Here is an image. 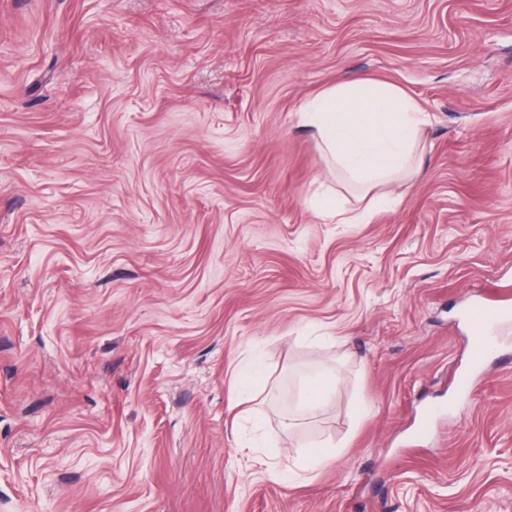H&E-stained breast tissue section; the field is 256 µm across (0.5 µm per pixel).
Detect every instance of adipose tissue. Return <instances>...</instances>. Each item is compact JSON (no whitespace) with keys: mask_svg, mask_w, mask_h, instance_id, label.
Here are the masks:
<instances>
[{"mask_svg":"<svg viewBox=\"0 0 512 512\" xmlns=\"http://www.w3.org/2000/svg\"><path fill=\"white\" fill-rule=\"evenodd\" d=\"M297 117L343 178L363 187L394 181L413 168L427 122L401 87L355 75L304 101Z\"/></svg>","mask_w":512,"mask_h":512,"instance_id":"adipose-tissue-1","label":"adipose tissue"}]
</instances>
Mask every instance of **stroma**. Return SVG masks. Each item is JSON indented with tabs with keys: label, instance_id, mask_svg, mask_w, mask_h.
<instances>
[{
	"label": "stroma",
	"instance_id": "35a3bbf8",
	"mask_svg": "<svg viewBox=\"0 0 512 512\" xmlns=\"http://www.w3.org/2000/svg\"><path fill=\"white\" fill-rule=\"evenodd\" d=\"M349 75L427 112L412 180L300 127ZM502 280L512 0H0V512H512ZM511 300V286H502L498 290L495 301H477L469 309L468 319L474 334L477 335L474 342L475 360H479L489 347V341L485 333L509 315L511 317L512 311L503 305L504 302H510ZM331 379L326 375L313 378L307 386L304 399L306 403L314 405L334 394Z\"/></svg>",
	"mask_w": 512,
	"mask_h": 512
}]
</instances>
